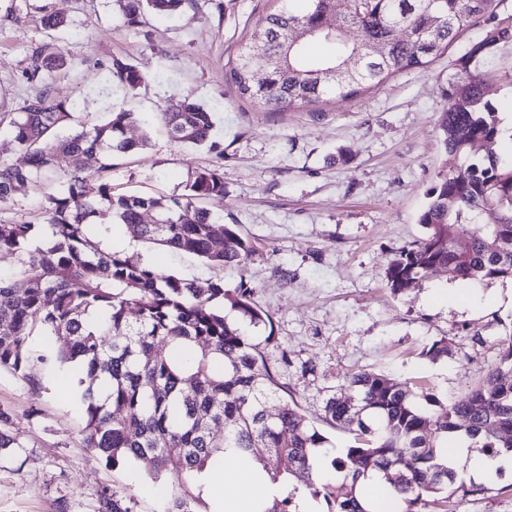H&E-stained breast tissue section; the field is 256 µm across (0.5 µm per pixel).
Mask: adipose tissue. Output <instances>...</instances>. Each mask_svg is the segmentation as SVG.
Instances as JSON below:
<instances>
[{
	"instance_id": "1",
	"label": "adipose tissue",
	"mask_w": 512,
	"mask_h": 512,
	"mask_svg": "<svg viewBox=\"0 0 512 512\" xmlns=\"http://www.w3.org/2000/svg\"><path fill=\"white\" fill-rule=\"evenodd\" d=\"M448 457L453 465L464 467L470 480L484 484L496 480L501 473L512 472L511 455H476L467 445L449 449ZM199 481L204 486H220L224 489L218 504L221 512H261L276 493L267 474L247 456L233 458L228 468H211L202 472Z\"/></svg>"
}]
</instances>
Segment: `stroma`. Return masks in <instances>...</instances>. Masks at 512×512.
Wrapping results in <instances>:
<instances>
[{
	"instance_id": "35a3bbf8",
	"label": "stroma",
	"mask_w": 512,
	"mask_h": 512,
	"mask_svg": "<svg viewBox=\"0 0 512 512\" xmlns=\"http://www.w3.org/2000/svg\"><path fill=\"white\" fill-rule=\"evenodd\" d=\"M274 0H199L197 11L128 24L113 0H0V113L22 111L38 90L27 79L35 52L60 48L69 65L50 72L51 96L70 101L77 121L94 125L137 113L130 137L143 150L115 157L112 189L144 196L182 193L197 171L220 169L224 194L204 205L236 225L255 254L224 271L148 242L113 239L127 254L185 279L246 281L268 324L247 326L266 341L279 383L324 433L327 458L349 433L323 420L324 405L348 373L374 371L422 385L439 403L466 399L498 361L512 332V279H422L406 291L388 285L390 262L422 238L427 192L446 169L440 118L456 61L493 23L480 21L427 66L395 75L360 97L272 112L242 99L230 76L241 44L264 29ZM71 25L52 31L44 15ZM135 66L140 85L120 83L114 61ZM486 97L512 113V49L489 61ZM214 111L201 148L170 137L161 112L185 95ZM42 192L31 188L0 205V223H41ZM447 340V354L429 348ZM80 376L50 374L40 387L0 371V409L10 412L22 447L0 452V512H95L103 490L133 495L137 512H165L167 494L132 464L112 465L84 445ZM459 512H512V475L467 497Z\"/></svg>"
}]
</instances>
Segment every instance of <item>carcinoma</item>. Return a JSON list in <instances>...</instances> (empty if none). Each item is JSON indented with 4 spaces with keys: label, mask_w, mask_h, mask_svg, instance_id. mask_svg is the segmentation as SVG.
Returning <instances> with one entry per match:
<instances>
[{
    "label": "carcinoma",
    "mask_w": 512,
    "mask_h": 512,
    "mask_svg": "<svg viewBox=\"0 0 512 512\" xmlns=\"http://www.w3.org/2000/svg\"><path fill=\"white\" fill-rule=\"evenodd\" d=\"M129 24L149 13L183 15L198 0H114ZM265 22L278 34L257 56L244 43L231 68L239 94L271 111L353 99L397 73L427 65L464 30L492 11L495 0H309L299 13L293 0H277ZM336 13V31L318 29L320 16ZM412 36L400 39V27ZM313 41L336 43L330 57L308 52ZM512 47V22L496 24L457 60L456 81L440 127L448 171L430 189L421 215L424 238L393 259L388 282L401 293L424 278L492 281L512 278V161L493 153L468 161L472 139L495 142L502 135L497 108L485 99L489 55ZM270 70L269 84L254 89L250 73L257 58ZM67 58L50 45L33 57L28 79L63 67ZM118 80H144L129 64L115 67ZM169 135L201 146L214 130L213 113L185 98L178 111L163 113ZM74 121L70 105L43 89L23 110L0 114L27 159L23 166L0 163V204L31 185H64L46 198L44 223L0 224V251L19 256L25 288L0 277V370L39 385V372L77 368L90 378L81 394L86 447L112 465L133 460L155 482L171 486L166 512H197L198 475L230 456H253L280 486L263 512H303L305 497H323L327 512H371L358 486L376 476L403 497L405 512H458L476 489L457 484L440 449L450 434L463 433L492 455L512 451V332L500 342L499 363L464 401L422 408L411 386L394 384L372 371L347 377L351 394L331 396L324 406L330 426L353 436L354 444L332 460L342 481L318 483L317 449L327 437L296 403L284 397L263 344L242 334L224 308L254 325L269 317L244 281L199 282L166 275L154 265L109 244L112 225L132 241H147L197 256L226 269L255 255L251 243L219 224L201 201L224 195L220 170L194 174L178 196L144 197L112 191V159L146 146L126 136L133 112H114L104 124L81 125L65 136L54 131ZM96 156L87 170L80 158ZM99 180L98 196L84 185ZM156 223L144 224L143 212ZM494 211L499 223L484 224ZM476 228L467 249L455 241L462 226ZM65 336L57 352L27 348L34 333ZM224 425L216 436L211 426ZM12 415L0 410V449L20 448ZM265 449V454L254 452ZM97 512H136L133 496L104 490Z\"/></svg>",
    "instance_id": "carcinoma-1"
}]
</instances>
